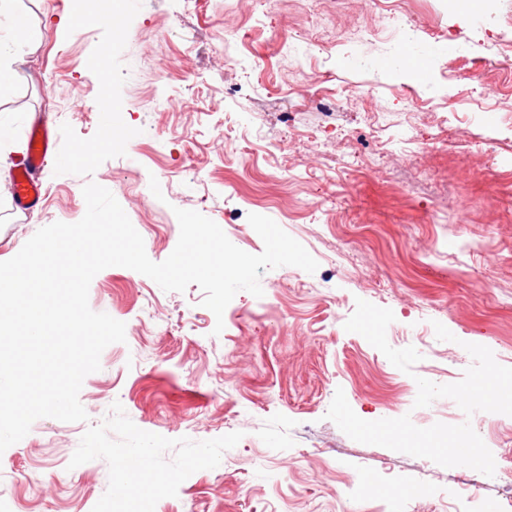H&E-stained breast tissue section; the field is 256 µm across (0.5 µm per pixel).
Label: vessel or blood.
I'll use <instances>...</instances> for the list:
<instances>
[{"label":"vessel or blood","mask_w":512,"mask_h":512,"mask_svg":"<svg viewBox=\"0 0 512 512\" xmlns=\"http://www.w3.org/2000/svg\"><path fill=\"white\" fill-rule=\"evenodd\" d=\"M51 153V137L43 126H33L27 148L17 162L9 192L17 208L31 212L41 200L42 171Z\"/></svg>","instance_id":"b4317fda"}]
</instances>
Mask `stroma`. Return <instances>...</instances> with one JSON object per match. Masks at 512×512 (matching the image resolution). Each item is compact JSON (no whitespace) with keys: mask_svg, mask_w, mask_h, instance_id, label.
Listing matches in <instances>:
<instances>
[{"mask_svg":"<svg viewBox=\"0 0 512 512\" xmlns=\"http://www.w3.org/2000/svg\"><path fill=\"white\" fill-rule=\"evenodd\" d=\"M397 7L420 43L450 31L466 66L429 59L388 75L389 46L360 0H122L118 40L108 23H70L75 0H15L0 16V44L18 53L0 138L22 151L43 119L58 153L39 214L20 218L0 182V261L38 229L78 222L93 181L137 200L128 217L152 261L177 244L178 208L261 253L247 220L260 197L318 263L292 268L278 292H238L219 319L197 285L166 292L125 267L99 272L90 307L124 322L126 340L83 382L86 421L38 419L0 454V512H137L140 495L156 512H389L396 499L445 512L457 468L350 439L325 418L339 389L366 420L470 422L506 467L512 430L489 437L482 413L448 398L415 407V380L344 328L360 299L393 311L397 349L443 324L453 341L422 359L441 385L472 365L469 343L512 366V26L443 15L437 0ZM228 12L245 17L239 33H225ZM472 71L502 88L490 108ZM107 94L118 105L105 114ZM183 95L192 109L166 110ZM74 96L81 111L66 105ZM223 131L235 154L215 148Z\"/></svg>","mask_w":512,"mask_h":512,"instance_id":"obj_1","label":"stroma"}]
</instances>
